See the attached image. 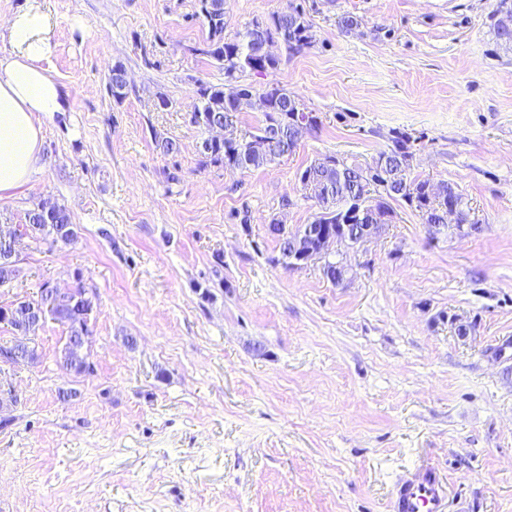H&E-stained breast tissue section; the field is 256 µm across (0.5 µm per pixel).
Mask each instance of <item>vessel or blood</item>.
Listing matches in <instances>:
<instances>
[{"mask_svg": "<svg viewBox=\"0 0 512 512\" xmlns=\"http://www.w3.org/2000/svg\"><path fill=\"white\" fill-rule=\"evenodd\" d=\"M392 512H445L446 479L435 466H425L399 482Z\"/></svg>", "mask_w": 512, "mask_h": 512, "instance_id": "vessel-or-blood-1", "label": "vessel or blood"}]
</instances>
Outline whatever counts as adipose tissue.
<instances>
[{
  "mask_svg": "<svg viewBox=\"0 0 512 512\" xmlns=\"http://www.w3.org/2000/svg\"><path fill=\"white\" fill-rule=\"evenodd\" d=\"M0 40V200L14 198L46 167L41 114L70 109L66 86L44 62L53 51V30L44 0H28L12 13Z\"/></svg>",
  "mask_w": 512,
  "mask_h": 512,
  "instance_id": "ef3b65f1",
  "label": "adipose tissue"
}]
</instances>
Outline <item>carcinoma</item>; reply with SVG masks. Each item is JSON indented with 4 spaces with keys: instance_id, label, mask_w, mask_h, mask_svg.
I'll return each instance as SVG.
<instances>
[{
    "instance_id": "1",
    "label": "carcinoma",
    "mask_w": 512,
    "mask_h": 512,
    "mask_svg": "<svg viewBox=\"0 0 512 512\" xmlns=\"http://www.w3.org/2000/svg\"><path fill=\"white\" fill-rule=\"evenodd\" d=\"M194 16L207 29L208 36L191 51L214 60L224 70V84L200 82L197 85L199 104L192 113L191 122L206 130L234 124L245 103L251 99L252 90L240 82L243 73L278 66L277 57L264 54L265 45L281 42L287 50L298 51L314 40L312 25L304 10L292 0H287L286 6L268 17L254 19L234 40L224 36L223 0H197ZM123 69V64H114L109 77V91L117 101L126 97V84L121 76ZM296 100L293 93L278 86L263 91L259 95L262 120L250 136L266 142L265 149L245 152L237 144L214 141L199 149V169L213 166L245 173L293 153L297 148L296 130L285 120V115L295 112ZM391 141V148L380 152L366 167L348 166L331 155L306 167V170L314 171L323 184L317 196L320 212L315 223L332 231L345 226L344 219L368 203L372 194L379 195L374 206L381 224L388 223L392 217L391 200L400 201L418 212L428 227L448 223L445 211L450 205L461 206V195L446 183L434 186L427 179L409 175L405 180H399V174L411 168V136L396 131ZM328 159L334 167L324 166ZM25 226L38 231L42 239L51 237L54 243L68 245L78 238L70 213L47 201L26 212ZM88 318L89 309L74 302L59 308L55 316V320L67 326L71 336L89 333ZM85 359L83 348L65 344L63 361L67 367L81 373Z\"/></svg>"
}]
</instances>
